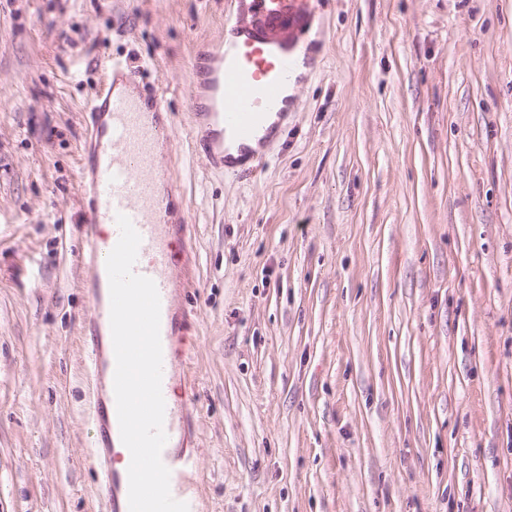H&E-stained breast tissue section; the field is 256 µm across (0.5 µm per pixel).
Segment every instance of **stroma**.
I'll list each match as a JSON object with an SVG mask.
<instances>
[{
	"label": "stroma",
	"mask_w": 512,
	"mask_h": 512,
	"mask_svg": "<svg viewBox=\"0 0 512 512\" xmlns=\"http://www.w3.org/2000/svg\"><path fill=\"white\" fill-rule=\"evenodd\" d=\"M228 2L0 0V512H106L80 261L104 54L171 110L199 512H512V0H325L243 173L190 135Z\"/></svg>",
	"instance_id": "1"
}]
</instances>
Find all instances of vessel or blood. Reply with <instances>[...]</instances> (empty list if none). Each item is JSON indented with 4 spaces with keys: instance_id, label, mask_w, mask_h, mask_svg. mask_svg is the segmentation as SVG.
<instances>
[{
    "instance_id": "b4317fda",
    "label": "vessel or blood",
    "mask_w": 512,
    "mask_h": 512,
    "mask_svg": "<svg viewBox=\"0 0 512 512\" xmlns=\"http://www.w3.org/2000/svg\"><path fill=\"white\" fill-rule=\"evenodd\" d=\"M236 15L226 17L224 28L233 42H218L200 50L192 73L191 109L205 116L209 131L201 151L207 164L221 163L224 139L218 128L231 130L240 143L256 139L265 117L283 110L284 91L294 74L296 45L279 38L275 30L291 20L308 18L311 0H236ZM107 73L89 107L91 134L85 141L82 168L90 174L86 188L89 221L85 227L83 262L92 287L88 302L87 373L96 389L89 416L96 434L97 452L92 463L99 471V496L110 512H129L122 489L127 477L115 472L107 449L119 427L115 397H101L102 387L113 385L115 354L110 328V294L106 259L116 245L118 215H126L141 237L134 267L151 278L161 301L160 337L163 380H170L176 345L177 322L173 306L175 282L169 246L160 232L178 201L168 182L155 173V145L164 128L147 118L148 111L164 112L168 106L161 85L147 88L144 99L121 92L122 84L134 81V72L105 57ZM169 468L172 496L195 507L188 488L197 471L194 455L161 453Z\"/></svg>"
}]
</instances>
